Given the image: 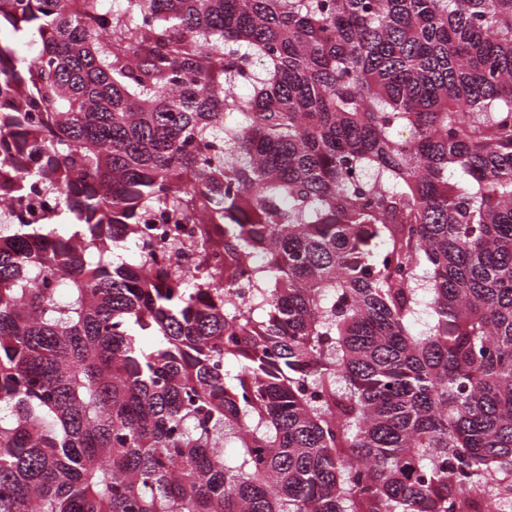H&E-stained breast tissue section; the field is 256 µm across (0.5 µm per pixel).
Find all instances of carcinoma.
<instances>
[{
	"label": "carcinoma",
	"instance_id": "cac0c4a2",
	"mask_svg": "<svg viewBox=\"0 0 512 512\" xmlns=\"http://www.w3.org/2000/svg\"><path fill=\"white\" fill-rule=\"evenodd\" d=\"M5 28L39 50L0 38V206L31 176L58 209L0 223V512L512 500V0H0ZM156 213L198 256L142 250Z\"/></svg>",
	"mask_w": 512,
	"mask_h": 512
}]
</instances>
